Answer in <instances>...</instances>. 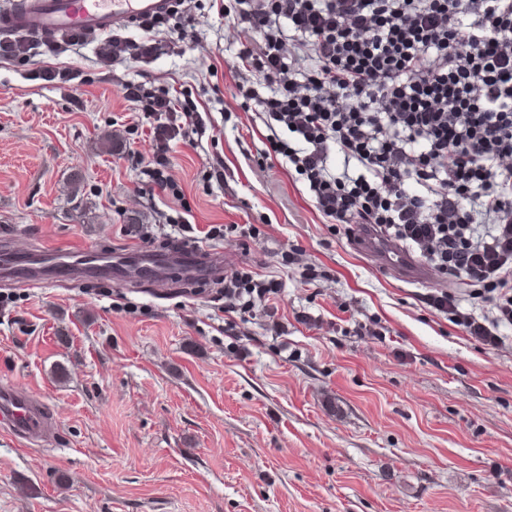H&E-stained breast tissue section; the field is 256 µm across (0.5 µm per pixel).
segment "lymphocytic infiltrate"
Listing matches in <instances>:
<instances>
[{
  "label": "lymphocytic infiltrate",
  "mask_w": 512,
  "mask_h": 512,
  "mask_svg": "<svg viewBox=\"0 0 512 512\" xmlns=\"http://www.w3.org/2000/svg\"><path fill=\"white\" fill-rule=\"evenodd\" d=\"M240 26L247 82L235 96L288 133L273 141L335 224H369L469 286L492 318L447 292L429 303L473 336L512 327V0H223ZM124 97L150 120L144 173L166 176L197 105L142 83Z\"/></svg>",
  "instance_id": "lymphocytic-infiltrate-1"
}]
</instances>
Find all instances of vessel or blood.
Returning a JSON list of instances; mask_svg holds the SVG:
<instances>
[{
    "mask_svg": "<svg viewBox=\"0 0 512 512\" xmlns=\"http://www.w3.org/2000/svg\"><path fill=\"white\" fill-rule=\"evenodd\" d=\"M172 5L173 0H13L9 8L0 11V33H33L55 39L107 34L122 25L163 16ZM356 243L399 279L429 276L413 256L387 242L372 226H358ZM0 423L25 443L44 436L52 425L29 392L11 384L0 386Z\"/></svg>",
    "mask_w": 512,
    "mask_h": 512,
    "instance_id": "vessel-or-blood-1",
    "label": "vessel or blood"
}]
</instances>
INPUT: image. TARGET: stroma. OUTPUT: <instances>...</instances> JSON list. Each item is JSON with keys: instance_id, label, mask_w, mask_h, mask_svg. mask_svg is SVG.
Wrapping results in <instances>:
<instances>
[{"instance_id": "35a3bbf8", "label": "stroma", "mask_w": 512, "mask_h": 512, "mask_svg": "<svg viewBox=\"0 0 512 512\" xmlns=\"http://www.w3.org/2000/svg\"><path fill=\"white\" fill-rule=\"evenodd\" d=\"M198 20L155 33L149 64L101 62L97 42L0 57V253L87 250L103 279L0 278V382L52 418L39 444L0 425V512H512V328L489 343L427 303L440 273L393 279L315 208L274 135L232 96L243 35L196 0ZM77 70L69 82L49 69ZM188 94L205 131L173 143L176 195L137 164L150 125L123 96ZM217 227L192 287L138 258ZM251 224L252 238L228 232ZM280 291L224 324V276Z\"/></svg>"}]
</instances>
